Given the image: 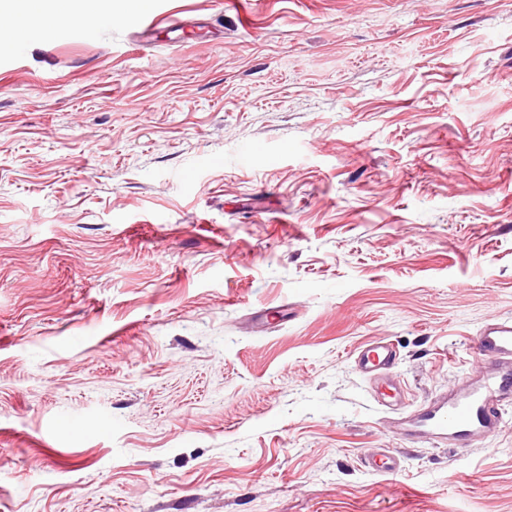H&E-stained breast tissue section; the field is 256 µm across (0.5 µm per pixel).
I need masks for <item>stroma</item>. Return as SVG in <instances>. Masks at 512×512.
<instances>
[{
  "label": "stroma",
  "instance_id": "1",
  "mask_svg": "<svg viewBox=\"0 0 512 512\" xmlns=\"http://www.w3.org/2000/svg\"><path fill=\"white\" fill-rule=\"evenodd\" d=\"M493 319L512 0H153L0 52V512H512V405L387 432ZM400 355L394 344L388 340L370 341L357 350L354 355V366L365 378L375 380L382 387L393 394L381 393L382 400L379 403L388 407L391 401L396 400L398 391L395 383L396 367L399 364ZM365 468L381 474H392L400 469V457L386 451L365 453L362 457Z\"/></svg>",
  "mask_w": 512,
  "mask_h": 512
}]
</instances>
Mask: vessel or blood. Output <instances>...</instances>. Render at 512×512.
<instances>
[{
    "instance_id": "obj_1",
    "label": "vessel or blood",
    "mask_w": 512,
    "mask_h": 512,
    "mask_svg": "<svg viewBox=\"0 0 512 512\" xmlns=\"http://www.w3.org/2000/svg\"><path fill=\"white\" fill-rule=\"evenodd\" d=\"M480 358L474 371L448 392L440 394L393 420L389 432L410 444L432 446L481 441L501 429V408L512 401V321L485 324L474 338ZM400 355L387 340L371 341L357 350L354 366L365 378L396 391ZM365 468L381 474L399 470V456L382 451L362 457Z\"/></svg>"
}]
</instances>
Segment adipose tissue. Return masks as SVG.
Masks as SVG:
<instances>
[{
	"instance_id": "1",
	"label": "adipose tissue",
	"mask_w": 512,
	"mask_h": 512,
	"mask_svg": "<svg viewBox=\"0 0 512 512\" xmlns=\"http://www.w3.org/2000/svg\"><path fill=\"white\" fill-rule=\"evenodd\" d=\"M149 0H128L123 13H116L112 0H0L12 15L11 29L0 38V50L33 39L48 26H77L96 31L104 22L116 16L129 19L145 10Z\"/></svg>"
}]
</instances>
